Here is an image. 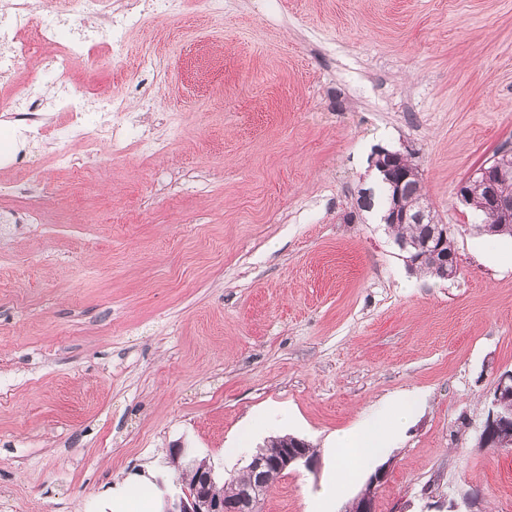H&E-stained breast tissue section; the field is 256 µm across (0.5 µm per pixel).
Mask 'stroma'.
<instances>
[{
  "label": "stroma",
  "instance_id": "obj_1",
  "mask_svg": "<svg viewBox=\"0 0 512 512\" xmlns=\"http://www.w3.org/2000/svg\"><path fill=\"white\" fill-rule=\"evenodd\" d=\"M167 47L165 86L138 62ZM124 75L77 67L169 141L81 179L55 140L16 143L40 224L0 223V512H105L118 486L181 492L171 448L219 480L292 435L316 450L260 512H316L337 429L404 391L420 405L377 512H512V452L478 445L512 370V238L458 188L512 149V0H191L132 31ZM34 63L0 77V103ZM161 87L150 111L145 92ZM417 166L459 272L409 269L359 208L377 150Z\"/></svg>",
  "mask_w": 512,
  "mask_h": 512
}]
</instances>
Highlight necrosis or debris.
Here are the masks:
<instances>
[{
	"label": "necrosis or debris",
	"instance_id": "necrosis-or-debris-1",
	"mask_svg": "<svg viewBox=\"0 0 512 512\" xmlns=\"http://www.w3.org/2000/svg\"><path fill=\"white\" fill-rule=\"evenodd\" d=\"M81 5L89 31L80 36L62 33L69 14L67 0H50L28 32L15 20L30 15L32 0H5L0 5V73L14 71L19 59L44 55L61 90L57 109L63 114V124H51L34 102L25 111L13 114L14 128L29 138L51 136L60 140L63 148L56 155V164L63 169L74 164L69 151L73 145L80 147L87 164L95 166L110 164L131 153L152 157L161 149L156 139L145 136L139 128L122 129L116 125L128 112L129 99L120 95L105 99L103 109L111 113L113 121L104 123L89 108L94 98L91 88L74 83L70 77L71 66L77 60L90 68L106 55L114 64L122 63L128 32L145 20L142 0H128L120 10L114 8L112 0H81Z\"/></svg>",
	"mask_w": 512,
	"mask_h": 512
}]
</instances>
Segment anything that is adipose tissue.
I'll list each match as a JSON object with an SVG mask.
<instances>
[{
	"label": "adipose tissue",
	"instance_id": "adipose-tissue-1",
	"mask_svg": "<svg viewBox=\"0 0 512 512\" xmlns=\"http://www.w3.org/2000/svg\"><path fill=\"white\" fill-rule=\"evenodd\" d=\"M416 401L412 391L395 395L359 425L332 436L333 450L346 449L359 463L369 462L398 440Z\"/></svg>",
	"mask_w": 512,
	"mask_h": 512
}]
</instances>
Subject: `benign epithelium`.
<instances>
[{
	"label": "benign epithelium",
	"instance_id": "benign-epithelium-1",
	"mask_svg": "<svg viewBox=\"0 0 512 512\" xmlns=\"http://www.w3.org/2000/svg\"><path fill=\"white\" fill-rule=\"evenodd\" d=\"M405 155L400 152L382 151L378 154L375 164L386 173L391 183L393 195L391 207L384 217L386 224H422V213L410 215L399 210L398 194L405 180L415 176V170L403 167ZM508 162L495 157L479 171L480 177L492 183L503 175L504 166ZM486 206L505 222L512 220V197L500 194L489 196ZM405 251L434 260V272L443 279L452 278L457 273L458 258L455 243L448 242V226L439 229L437 235L423 241H409L402 245ZM512 399V371L498 375L491 397V408L488 410L482 426L480 439L487 446L498 450L512 451V410L504 408V404ZM308 444L299 438L286 442L279 455L268 457L263 453L256 454L248 465L251 480L245 484L240 498L230 504L212 497L209 488L214 482L213 471L201 473L197 483L184 490L183 495L167 500L165 512H255L261 495L268 486V478L273 473L281 474L300 466L309 467L314 458L309 456L305 448ZM386 477V470L378 469L370 476L364 490L351 499L344 512H376V488Z\"/></svg>",
	"mask_w": 512,
	"mask_h": 512
}]
</instances>
